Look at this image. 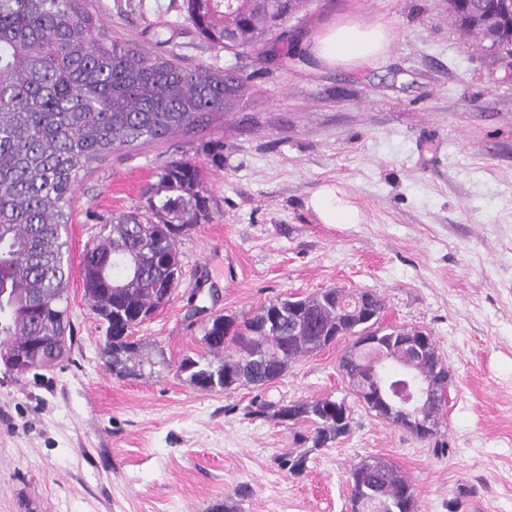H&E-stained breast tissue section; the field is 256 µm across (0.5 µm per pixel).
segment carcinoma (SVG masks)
I'll list each match as a JSON object with an SVG mask.
<instances>
[{"instance_id":"1","label":"carcinoma","mask_w":512,"mask_h":512,"mask_svg":"<svg viewBox=\"0 0 512 512\" xmlns=\"http://www.w3.org/2000/svg\"><path fill=\"white\" fill-rule=\"evenodd\" d=\"M185 20L196 36L228 54L272 52L294 56L282 29L304 0H183ZM460 27L498 58L512 57V38L500 36L473 15ZM254 76L222 68L185 66L173 39L156 34L154 49L114 40L100 27L85 0H0V346L17 348L25 370L50 368L71 346L61 344L70 321L64 302L70 279L62 230L80 172L110 154L189 133L226 112L237 111ZM144 213L112 217L83 254L82 276L91 309L112 340L104 352L118 377L137 374L141 345L130 340L140 313L172 294L181 276L177 238L210 220L213 202L202 167L176 159L160 166L159 184L148 191ZM131 259L135 273L121 288L112 279ZM384 298L375 291L325 288L304 297H277L240 320L219 316L203 342L214 360L190 357L180 372L202 391L264 388L289 366L332 341L350 340L340 360L352 394L374 412L378 383L399 385L407 377L390 367L370 381L359 346L377 336L385 344L426 336L427 353L412 376L448 390L449 371L433 336L416 328L385 325ZM235 347L229 351L227 344ZM447 406L436 397L411 419L375 416L420 440L438 435ZM291 426L311 449L328 448L347 435L352 413L345 400L262 402L254 414ZM307 454L286 452L280 470L294 477L307 470ZM351 512H419L412 482L390 460L368 456L349 471Z\"/></svg>"}]
</instances>
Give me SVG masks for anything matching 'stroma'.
<instances>
[{"label": "stroma", "instance_id": "obj_1", "mask_svg": "<svg viewBox=\"0 0 512 512\" xmlns=\"http://www.w3.org/2000/svg\"><path fill=\"white\" fill-rule=\"evenodd\" d=\"M86 2L113 39L145 44L158 29L187 63L234 62L189 32L183 0ZM338 21L384 26L386 52L323 66L311 46ZM285 29L295 58L271 60L239 111L80 173L63 235L71 353L50 370L0 365V512H209L224 500L238 512H350L349 470L367 456L407 474L420 512H512V77L460 31L448 0H308ZM180 158L203 167L213 215L180 237L172 299L134 333L149 365L119 378L81 257L112 215L145 211L159 167ZM324 184L361 223H321L307 201ZM333 287L377 291L385 323L434 337L450 374L436 440L365 410L340 343L261 394L346 400L350 433L320 450L250 416L255 389L205 392L180 373L205 355L214 316ZM286 452L307 454L302 476L280 470Z\"/></svg>", "mask_w": 512, "mask_h": 512}]
</instances>
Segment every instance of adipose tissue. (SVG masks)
Listing matches in <instances>:
<instances>
[{
  "label": "adipose tissue",
  "instance_id": "ef3b65f1",
  "mask_svg": "<svg viewBox=\"0 0 512 512\" xmlns=\"http://www.w3.org/2000/svg\"><path fill=\"white\" fill-rule=\"evenodd\" d=\"M390 42L388 30L378 24L360 25L343 22L331 26L316 37L313 52L327 66H358L382 53ZM307 205L325 224H356L360 211L333 184L321 186Z\"/></svg>",
  "mask_w": 512,
  "mask_h": 512
}]
</instances>
